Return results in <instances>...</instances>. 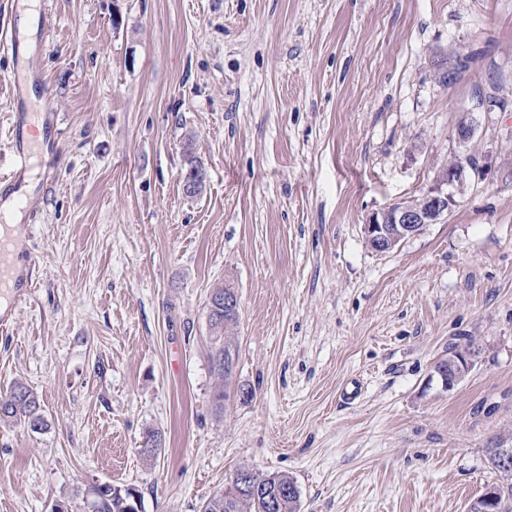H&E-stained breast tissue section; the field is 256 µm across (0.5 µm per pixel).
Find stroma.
Wrapping results in <instances>:
<instances>
[{
	"mask_svg": "<svg viewBox=\"0 0 512 512\" xmlns=\"http://www.w3.org/2000/svg\"><path fill=\"white\" fill-rule=\"evenodd\" d=\"M38 4L61 167L16 226L38 262L0 392L26 383L48 426L0 422V512H89L103 483L199 512L243 465L288 474L300 512H466L486 449L512 448V0ZM456 47L470 68L441 84ZM493 82L503 104L478 105ZM467 152L488 175L447 221L366 247L373 213ZM221 284L241 303L225 383ZM452 346L475 362L448 390ZM234 291L232 287L224 285L213 288V293L220 297V302L213 299L216 307L212 306V300L209 301V322L212 330L211 360L212 367L218 378L225 382L232 379L235 360L236 346L231 340L232 331L238 327L239 313L226 314L224 311L236 310L239 304L238 297L234 292L224 293V291ZM211 294V296H212Z\"/></svg>",
	"mask_w": 512,
	"mask_h": 512,
	"instance_id": "35a3bbf8",
	"label": "stroma"
}]
</instances>
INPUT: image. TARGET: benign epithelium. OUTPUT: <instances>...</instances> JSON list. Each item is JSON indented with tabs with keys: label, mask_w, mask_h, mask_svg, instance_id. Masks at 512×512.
I'll use <instances>...</instances> for the list:
<instances>
[{
	"label": "benign epithelium",
	"mask_w": 512,
	"mask_h": 512,
	"mask_svg": "<svg viewBox=\"0 0 512 512\" xmlns=\"http://www.w3.org/2000/svg\"><path fill=\"white\" fill-rule=\"evenodd\" d=\"M484 166L471 155L456 156L437 171L434 183L420 197L394 203L374 213L363 234L367 246L379 254L389 253L407 239L421 233L431 224L445 221L458 206L459 196L471 180H482ZM473 367V352L466 351L451 361L448 370H439V376L453 388Z\"/></svg>",
	"instance_id": "7a95c632"
}]
</instances>
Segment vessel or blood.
I'll use <instances>...</instances> for the list:
<instances>
[{"label":"vessel or blood","mask_w":512,"mask_h":512,"mask_svg":"<svg viewBox=\"0 0 512 512\" xmlns=\"http://www.w3.org/2000/svg\"><path fill=\"white\" fill-rule=\"evenodd\" d=\"M27 0H11L7 20L0 22V55L19 64L20 72L11 76L10 86L15 107L10 127V148L14 157L12 168L0 174V203L12 201L29 214H37L39 199L29 191L34 163H41L46 174L57 172L60 158L51 141L33 142L37 129L52 131L53 124L47 114L32 116L23 93L24 85L40 86L39 58L45 50L44 43H33L22 37V14ZM37 265L34 255L22 238L13 233L11 226L0 229V292L5 295L0 305V326L7 328L13 322L18 302L31 291L33 273Z\"/></svg>","instance_id":"vessel-or-blood-1"}]
</instances>
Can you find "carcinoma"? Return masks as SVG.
Instances as JSON below:
<instances>
[{"instance_id": "cac0c4a2", "label": "carcinoma", "mask_w": 512, "mask_h": 512, "mask_svg": "<svg viewBox=\"0 0 512 512\" xmlns=\"http://www.w3.org/2000/svg\"><path fill=\"white\" fill-rule=\"evenodd\" d=\"M209 322L212 330L211 360L212 367L219 378L232 379L236 346L231 340L232 331L238 327L239 315L224 313V302L208 307ZM0 422L20 425L32 433L47 428V419L37 394L27 385L17 383L9 392L0 395ZM486 458L497 476L492 483L496 491L497 512H512V477L498 468L495 449H485ZM254 480L262 488L256 494H243L229 482L224 489L209 497L201 506V512H269L268 495L278 489L286 488L280 512H299V492L294 481L287 474H263L254 472ZM141 503L139 489L132 485L123 487L101 484L93 489L91 512H130Z\"/></svg>"}]
</instances>
